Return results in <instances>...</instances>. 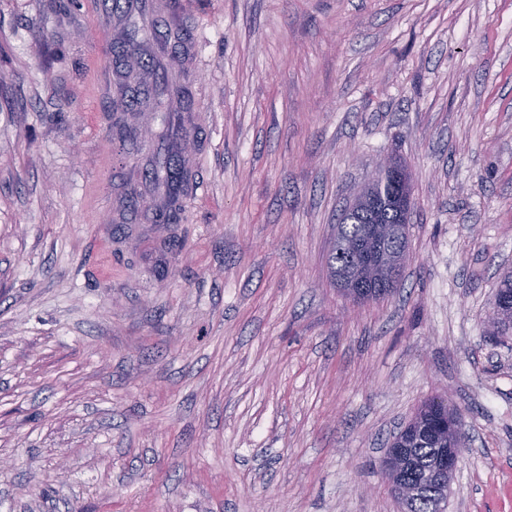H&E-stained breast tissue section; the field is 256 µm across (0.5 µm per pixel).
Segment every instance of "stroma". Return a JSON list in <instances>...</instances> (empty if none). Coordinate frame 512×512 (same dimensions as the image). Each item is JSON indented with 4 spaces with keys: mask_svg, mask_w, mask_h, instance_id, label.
<instances>
[{
    "mask_svg": "<svg viewBox=\"0 0 512 512\" xmlns=\"http://www.w3.org/2000/svg\"><path fill=\"white\" fill-rule=\"evenodd\" d=\"M206 189L121 224L102 0H0V512H404L380 463L431 399L446 512H512V0H176ZM393 157L410 261L352 305L327 255ZM459 456L455 448H448L438 459L436 469L433 476L443 486L450 488L452 477L457 470L459 463Z\"/></svg>",
    "mask_w": 512,
    "mask_h": 512,
    "instance_id": "stroma-1",
    "label": "stroma"
}]
</instances>
